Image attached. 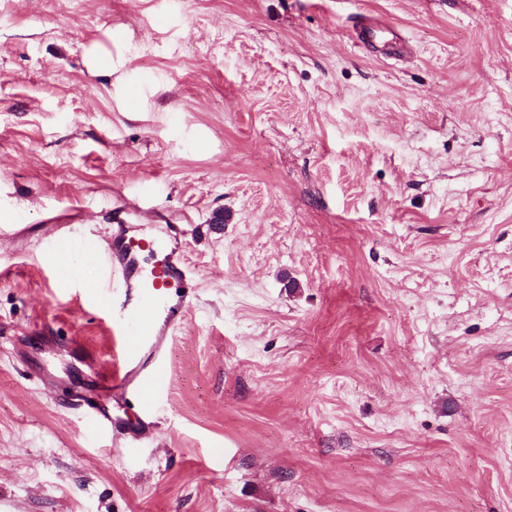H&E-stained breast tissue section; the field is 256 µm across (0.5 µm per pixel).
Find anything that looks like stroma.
Instances as JSON below:
<instances>
[{
    "label": "stroma",
    "instance_id": "1",
    "mask_svg": "<svg viewBox=\"0 0 512 512\" xmlns=\"http://www.w3.org/2000/svg\"><path fill=\"white\" fill-rule=\"evenodd\" d=\"M116 204L196 290L141 448L66 406ZM6 225L0 512H512V0H0ZM354 30L359 46L365 50L379 52L387 56L407 51L405 43L397 41L389 28L376 26L370 20H359Z\"/></svg>",
    "mask_w": 512,
    "mask_h": 512
}]
</instances>
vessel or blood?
Returning a JSON list of instances; mask_svg holds the SVG:
<instances>
[{
	"label": "vessel or blood",
	"instance_id": "1",
	"mask_svg": "<svg viewBox=\"0 0 512 512\" xmlns=\"http://www.w3.org/2000/svg\"><path fill=\"white\" fill-rule=\"evenodd\" d=\"M360 47L388 56L405 52L406 46L392 37L389 28L359 20L355 26ZM122 207H114L112 239L102 254L104 274L90 289L95 306L112 314L118 332V352L110 375L102 377L103 392L128 396L139 411L135 431L122 430L104 407L77 404L82 417L95 431L123 437L127 447L136 448L150 439L155 426V405L163 388L165 345L178 318L184 317L193 295L189 292L185 260L184 231L168 227V245L161 260L151 268L141 265L144 253L154 251L156 243L130 234L123 224ZM122 280L121 288L111 286L112 276Z\"/></svg>",
	"mask_w": 512,
	"mask_h": 512
}]
</instances>
